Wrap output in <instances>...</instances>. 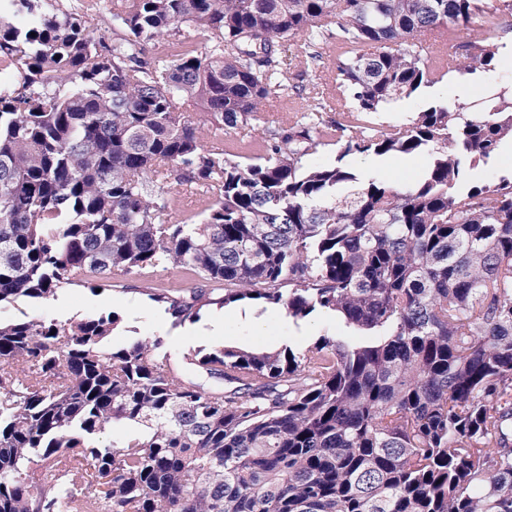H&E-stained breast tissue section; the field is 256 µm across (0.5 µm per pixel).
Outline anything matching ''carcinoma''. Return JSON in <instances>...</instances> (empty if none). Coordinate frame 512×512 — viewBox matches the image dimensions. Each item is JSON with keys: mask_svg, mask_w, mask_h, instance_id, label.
Returning a JSON list of instances; mask_svg holds the SVG:
<instances>
[{"mask_svg": "<svg viewBox=\"0 0 512 512\" xmlns=\"http://www.w3.org/2000/svg\"><path fill=\"white\" fill-rule=\"evenodd\" d=\"M97 10L0 0V303L175 266L197 282L144 288L174 326L254 300L349 333L175 360L105 347L113 313L0 323V512H512V173L472 177L512 142V88L367 125L488 69L512 0H115L108 41ZM287 85L251 162L205 141ZM355 154L429 165L338 199ZM171 185L202 222L160 220Z\"/></svg>", "mask_w": 512, "mask_h": 512, "instance_id": "carcinoma-1", "label": "carcinoma"}]
</instances>
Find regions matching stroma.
Here are the masks:
<instances>
[{"label": "stroma", "instance_id": "1", "mask_svg": "<svg viewBox=\"0 0 512 512\" xmlns=\"http://www.w3.org/2000/svg\"><path fill=\"white\" fill-rule=\"evenodd\" d=\"M512 84V55L499 53L494 68L482 72L469 82L468 97H461L458 89L444 81L428 88L421 95L402 101L395 109L373 114L371 125L381 128L388 124L406 122L414 112L431 100L451 104L461 101L474 105L491 95L493 89ZM344 163L359 180L383 178L399 184L412 182L423 172L428 159L423 155H398L387 157L351 155ZM193 276L183 269L158 271L143 277H122L120 288L94 292L86 286L63 289L54 300L45 303L18 301L0 304V320L14 321L21 318L64 320L70 317H87L110 312L117 313L120 323L106 340L107 345L118 346L131 339L146 336L164 337L167 350L178 355L186 348L209 350L221 346L241 348L276 349L282 345L301 348L315 337L335 334V318L313 315L302 321L288 319L285 312L264 307L253 301H241L226 307L206 308L200 319L179 327L171 326L163 312L150 302L141 290L145 283L161 286H185Z\"/></svg>", "mask_w": 512, "mask_h": 512}]
</instances>
